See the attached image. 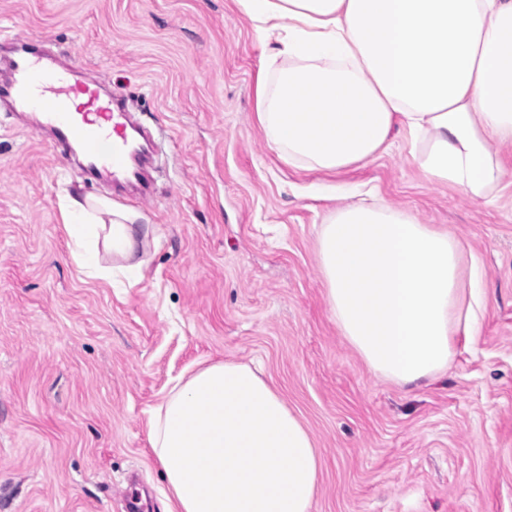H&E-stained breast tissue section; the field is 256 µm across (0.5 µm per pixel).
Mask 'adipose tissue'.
I'll list each match as a JSON object with an SVG mask.
<instances>
[{"mask_svg":"<svg viewBox=\"0 0 512 512\" xmlns=\"http://www.w3.org/2000/svg\"><path fill=\"white\" fill-rule=\"evenodd\" d=\"M262 42L255 94L269 147L310 171L376 160L394 126L437 183L494 196L512 145V0H237ZM88 279L135 277L147 229L102 199L60 205ZM119 268L100 263L101 251ZM327 309L376 374L402 385L447 369L472 333L464 245L407 211L350 202L316 245ZM166 512H310L321 459L306 427L249 365L224 361L170 391L150 425Z\"/></svg>","mask_w":512,"mask_h":512,"instance_id":"1","label":"adipose tissue"}]
</instances>
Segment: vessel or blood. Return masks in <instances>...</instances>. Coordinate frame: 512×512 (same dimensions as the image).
Returning <instances> with one entry per match:
<instances>
[{
  "label": "vessel or blood",
  "mask_w": 512,
  "mask_h": 512,
  "mask_svg": "<svg viewBox=\"0 0 512 512\" xmlns=\"http://www.w3.org/2000/svg\"><path fill=\"white\" fill-rule=\"evenodd\" d=\"M11 57L0 67V102L14 108L38 107L40 126L67 150H80L91 178L132 175L142 182V166L128 149V112L123 99L103 83L87 82L76 61L61 63L40 50L37 41L17 35Z\"/></svg>",
  "instance_id": "vessel-or-blood-1"
}]
</instances>
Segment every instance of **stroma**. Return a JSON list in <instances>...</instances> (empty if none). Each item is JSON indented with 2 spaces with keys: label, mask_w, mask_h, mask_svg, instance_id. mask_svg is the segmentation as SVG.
<instances>
[{
  "label": "stroma",
  "mask_w": 512,
  "mask_h": 512,
  "mask_svg": "<svg viewBox=\"0 0 512 512\" xmlns=\"http://www.w3.org/2000/svg\"><path fill=\"white\" fill-rule=\"evenodd\" d=\"M40 38L122 94L151 135L152 195L85 178L30 112L0 109V512H164L149 423L190 369L263 378L321 456L310 512H512V162L496 198L430 181L404 129L376 161L288 165L259 126L264 45L236 0H0V40ZM454 232L481 287L448 372L401 386L331 321L315 245L351 190ZM146 224L140 278L82 276L59 198Z\"/></svg>",
  "instance_id": "obj_1"
}]
</instances>
